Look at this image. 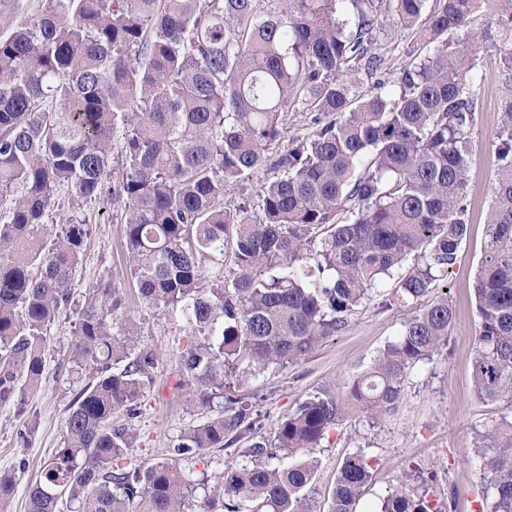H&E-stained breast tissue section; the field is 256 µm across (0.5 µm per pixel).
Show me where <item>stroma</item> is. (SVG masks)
I'll list each match as a JSON object with an SVG mask.
<instances>
[{
    "label": "stroma",
    "mask_w": 512,
    "mask_h": 512,
    "mask_svg": "<svg viewBox=\"0 0 512 512\" xmlns=\"http://www.w3.org/2000/svg\"><path fill=\"white\" fill-rule=\"evenodd\" d=\"M470 27L482 33L483 41L477 62L479 112L470 144L469 235L459 248L447 282L439 283L417 302L422 308L448 296L455 310L448 345L432 362L407 375L404 396L395 412L376 420L359 413L328 431L316 450L319 465L311 494L314 512H327L343 461L358 451L371 461L373 473L359 512H380L384 497L400 486L416 489V482L409 479L416 472L428 476V498L442 512H478L487 495L472 458L479 434L497 417L499 407L481 402L473 391L478 330L473 281L491 203L495 166L490 143L501 123L504 87L500 57L504 47L486 8L471 15ZM413 46L422 52L427 49L426 44H415L410 32L383 22L379 50L393 77H400L410 65L408 51ZM71 215L85 219L90 228L75 274L77 296L103 284L119 289L123 304L112 318L113 333L132 335L136 343L149 346L158 355L154 382L138 403L137 417L113 416L118 423L132 422L139 435L127 463L134 467L164 460L177 437L201 420L198 409L177 388L179 353L188 330L178 313L149 308L139 299L125 246L123 204L93 202L76 209L68 197H61L52 211L54 223H63ZM410 313L407 307H383L377 297L365 301L336 335L321 340L300 362L255 377L228 375L226 391L260 397L259 409L266 416L262 434L272 436L279 420L293 413L308 396L368 368L397 338ZM77 331L76 313H62L48 329L42 385L27 394L23 411L0 408V472L14 474L16 479L7 512H25L28 485L61 446L67 408L85 381L70 359ZM247 446L243 440L228 448L204 449L191 465L190 479L216 481L225 466L242 463Z\"/></svg>",
    "instance_id": "35a3bbf8"
}]
</instances>
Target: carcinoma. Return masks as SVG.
<instances>
[{"mask_svg": "<svg viewBox=\"0 0 512 512\" xmlns=\"http://www.w3.org/2000/svg\"><path fill=\"white\" fill-rule=\"evenodd\" d=\"M46 0L24 22L0 0V407L23 410L45 373L48 327L75 306L88 224L48 223L63 194L79 206L127 208L131 275L142 300L178 312L190 333L177 387L224 413L188 429L171 457L124 460L137 433L114 422L153 384L157 354L112 333L118 290L89 291L71 362L87 379L63 424V446L27 489L26 512H189L183 462L249 440V462L206 488V512H312L326 433L356 412L377 419L401 401L408 371L433 360L454 320L442 296L411 312L398 338L353 380L323 388L260 436L255 403L224 393L233 372L255 376L303 359L358 306L415 303L448 278L469 228L470 136L479 111L469 29L479 0ZM497 15L508 50L492 142L497 161L475 276L477 398L512 410V0ZM431 45L399 91L378 53L383 19ZM370 90L359 94L353 77ZM312 131L286 136L290 112ZM125 167L108 186L112 140ZM361 171H356L357 167ZM271 177L258 212L224 197L250 171ZM230 257L231 266H224ZM397 287L382 291L386 280ZM473 461L512 512V413L480 436ZM372 479L356 452L340 468L328 512H357ZM0 474V507L15 492ZM381 512H437L397 490Z\"/></svg>", "mask_w": 512, "mask_h": 512, "instance_id": "cac0c4a2", "label": "carcinoma"}]
</instances>
